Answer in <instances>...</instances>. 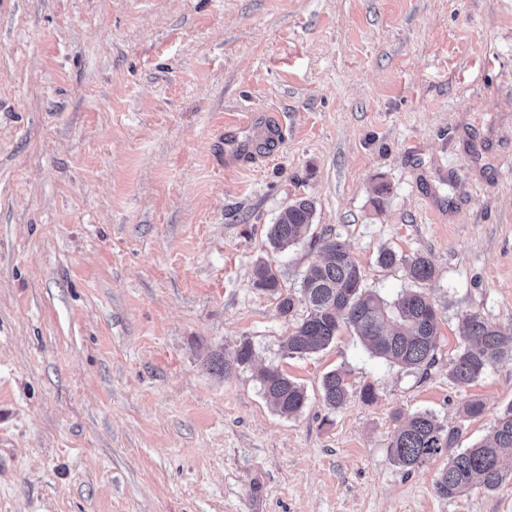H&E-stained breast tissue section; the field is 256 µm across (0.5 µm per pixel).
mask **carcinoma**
Returning <instances> with one entry per match:
<instances>
[{
	"label": "carcinoma",
	"mask_w": 512,
	"mask_h": 512,
	"mask_svg": "<svg viewBox=\"0 0 512 512\" xmlns=\"http://www.w3.org/2000/svg\"><path fill=\"white\" fill-rule=\"evenodd\" d=\"M313 215L314 204L309 199L289 204L270 227L274 248L285 250L303 239ZM320 250L322 259L308 267L296 295L282 292L272 267L263 264L256 269L255 287L277 297L281 314H292L299 297L309 308L288 336L284 352L303 357L323 351L346 326L372 355L391 365L422 372L431 368L436 363L440 315L428 294L410 290L388 302L364 287L361 267L344 243L328 237L321 241ZM377 263L384 268L400 265L411 281L420 284L435 274L425 254L406 257L383 248ZM463 325L462 342L448 369V377L460 386L477 381L497 364L512 361L511 330L496 327L480 314L465 316ZM260 385L266 400L280 413L290 416L303 409L304 388L278 368L264 370ZM322 391L330 410L342 408L354 396L365 404L377 401L373 384L366 383L355 392L341 369L324 375ZM461 438L460 428L444 424L431 412L419 411L397 427L389 451L408 473L448 457L434 480V490L442 498H455L474 488L495 491L512 480V404L496 413L485 439L464 447Z\"/></svg>",
	"instance_id": "obj_1"
}]
</instances>
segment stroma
Instances as JSON below:
<instances>
[{"label":"stroma","mask_w":512,"mask_h":512,"mask_svg":"<svg viewBox=\"0 0 512 512\" xmlns=\"http://www.w3.org/2000/svg\"><path fill=\"white\" fill-rule=\"evenodd\" d=\"M328 236L388 301L380 249L432 261L428 372L345 327L286 355L305 306L255 269L297 291ZM469 313L512 330V0H0V512H512V482L444 499L443 460L389 453L396 416L469 444L512 403V362L448 377ZM334 369L377 402L329 410ZM314 204L309 199H299L289 204L271 224L269 239L274 248L285 250L304 238L312 224ZM254 285L262 291L277 296L281 314L290 315L293 313L298 297L291 292L283 294L277 271L273 270L272 267L265 264L259 265L256 269ZM259 382L266 400L280 413L290 416L303 409L306 402L304 388L277 367L264 370Z\"/></svg>","instance_id":"stroma-1"}]
</instances>
